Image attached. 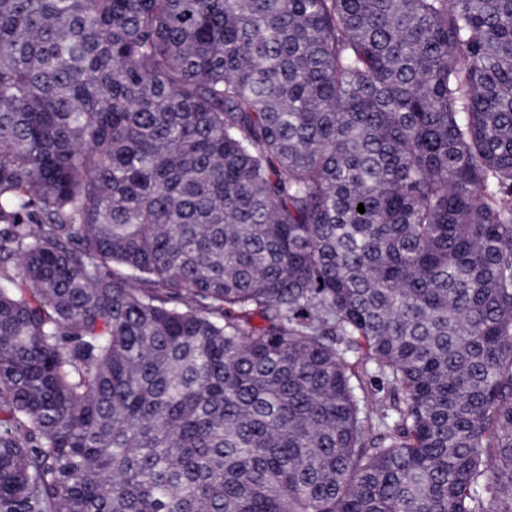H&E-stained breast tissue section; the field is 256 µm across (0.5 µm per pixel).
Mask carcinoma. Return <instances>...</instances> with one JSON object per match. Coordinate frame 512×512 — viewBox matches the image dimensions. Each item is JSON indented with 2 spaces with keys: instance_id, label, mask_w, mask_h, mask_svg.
Returning a JSON list of instances; mask_svg holds the SVG:
<instances>
[{
  "instance_id": "obj_1",
  "label": "carcinoma",
  "mask_w": 512,
  "mask_h": 512,
  "mask_svg": "<svg viewBox=\"0 0 512 512\" xmlns=\"http://www.w3.org/2000/svg\"><path fill=\"white\" fill-rule=\"evenodd\" d=\"M0 512H512V0H0Z\"/></svg>"
}]
</instances>
